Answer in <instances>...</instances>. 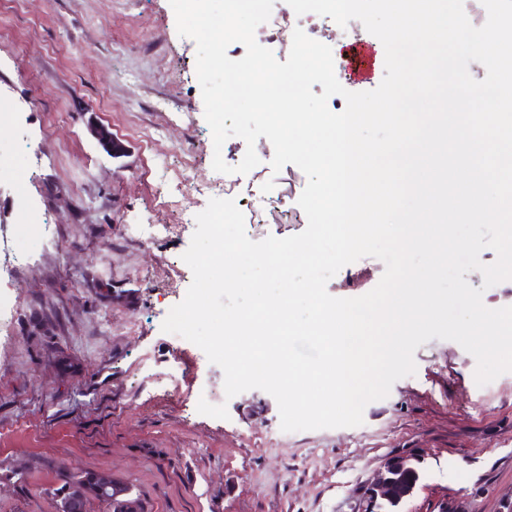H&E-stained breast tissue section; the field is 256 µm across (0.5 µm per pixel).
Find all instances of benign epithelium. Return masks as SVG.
I'll list each match as a JSON object with an SVG mask.
<instances>
[{
  "label": "benign epithelium",
  "instance_id": "obj_1",
  "mask_svg": "<svg viewBox=\"0 0 512 512\" xmlns=\"http://www.w3.org/2000/svg\"><path fill=\"white\" fill-rule=\"evenodd\" d=\"M101 499L112 512H144L141 499L131 487L101 473H90V479L69 484L58 496L56 512H86L90 497Z\"/></svg>",
  "mask_w": 512,
  "mask_h": 512
}]
</instances>
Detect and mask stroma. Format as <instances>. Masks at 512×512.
I'll list each match as a JSON object with an SVG mask.
<instances>
[{"instance_id": "35a3bbf8", "label": "stroma", "mask_w": 512, "mask_h": 512, "mask_svg": "<svg viewBox=\"0 0 512 512\" xmlns=\"http://www.w3.org/2000/svg\"><path fill=\"white\" fill-rule=\"evenodd\" d=\"M196 53L169 0H0V97L23 107L35 149L0 171V238H17L24 192L58 239L0 256V284L18 295L0 328V512H56L83 472L130 485L144 512H364L369 484L396 469L407 483L382 512H512V372L477 385L458 343L420 346L415 374L367 404L362 425L285 432L270 394L226 398L222 369L163 332L193 279L182 255L195 226L154 199L187 174L224 179ZM255 150L259 165L236 177L248 237L302 232L305 174L273 172L267 138ZM270 180L288 210L262 193ZM384 271L361 258L327 291L364 295ZM201 390L213 409L197 405Z\"/></svg>"}]
</instances>
